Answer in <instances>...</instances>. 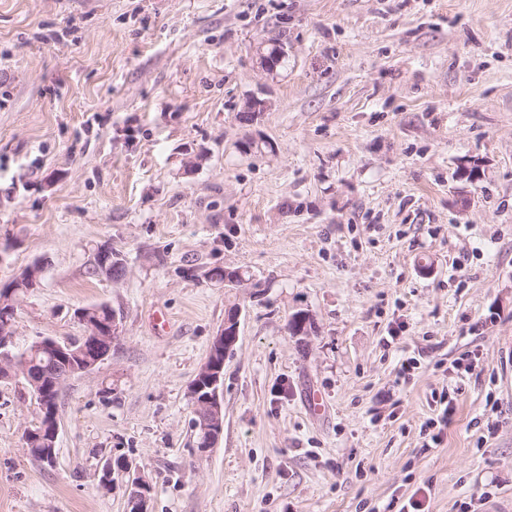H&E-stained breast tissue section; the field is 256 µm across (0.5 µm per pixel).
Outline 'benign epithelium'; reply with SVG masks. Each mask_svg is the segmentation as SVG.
<instances>
[{
	"label": "benign epithelium",
	"instance_id": "benign-epithelium-1",
	"mask_svg": "<svg viewBox=\"0 0 512 512\" xmlns=\"http://www.w3.org/2000/svg\"><path fill=\"white\" fill-rule=\"evenodd\" d=\"M17 306L12 284H0V378H30L29 363L20 360L14 354L13 317ZM92 310L83 309L78 312V319L87 327L86 343L81 346L82 351L92 347L101 352L111 351L112 341L119 335V321L117 315H112L110 324L106 327L99 325L98 320L90 318ZM240 309L224 316V325L215 336L208 361L198 373L197 378L190 386L197 420L196 427L200 428L208 437V446L212 447L219 440L224 431L222 388L224 362L221 356L232 350L238 340ZM73 348L68 341H59L54 338L43 337L34 341L32 352H57L61 355ZM74 372L63 369L50 390L34 389L33 395L39 409L37 430L30 437L28 443L41 448L38 452L39 461L51 465L55 461V448L59 430L58 407L56 397L52 392L60 389L62 385L72 379ZM120 468L129 476L130 480V512H148L149 485L143 479L138 466L126 459L112 461L107 459L102 466L101 484L107 486L112 483V470Z\"/></svg>",
	"mask_w": 512,
	"mask_h": 512
}]
</instances>
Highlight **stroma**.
Here are the masks:
<instances>
[{
	"label": "stroma",
	"instance_id": "1",
	"mask_svg": "<svg viewBox=\"0 0 512 512\" xmlns=\"http://www.w3.org/2000/svg\"><path fill=\"white\" fill-rule=\"evenodd\" d=\"M37 262L17 346L100 304L120 333L63 385L53 466L0 380V512H127L111 456L149 512H512V0H0V283ZM224 316V325L215 336L208 361L190 386L198 419L195 421L198 448L206 451L213 447L224 431L222 388L224 360L220 358L232 350L238 340L240 309ZM209 439V448H202ZM120 468L124 473L129 476L130 480V505L129 512H148V492L149 485L143 479L140 469L136 464L126 459H118L115 463L112 458L106 459L102 466V480L101 484L104 486L112 483V470L114 465Z\"/></svg>",
	"mask_w": 512,
	"mask_h": 512
}]
</instances>
